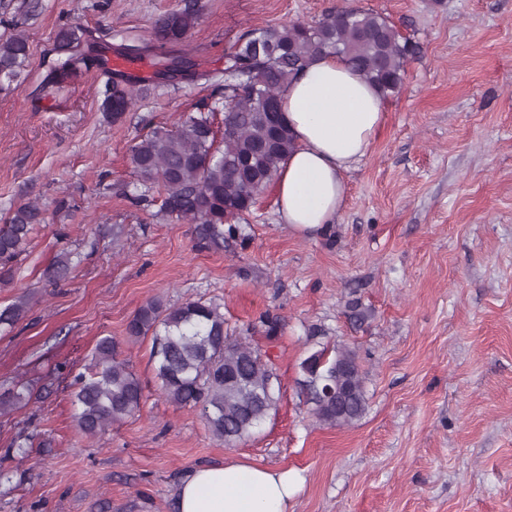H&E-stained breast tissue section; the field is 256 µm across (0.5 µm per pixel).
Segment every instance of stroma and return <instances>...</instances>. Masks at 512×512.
Here are the masks:
<instances>
[{
  "mask_svg": "<svg viewBox=\"0 0 512 512\" xmlns=\"http://www.w3.org/2000/svg\"><path fill=\"white\" fill-rule=\"evenodd\" d=\"M188 5L200 70L223 68L247 30L342 5L419 42L325 234L290 232L271 191L225 225L219 250L159 202L133 203L130 146L212 96L204 81L149 88L117 122L95 67L40 91L62 27L116 48L153 40ZM12 35L30 56L0 84V218L34 203L45 222L0 287V305L28 302L0 332V385L23 375L53 391L0 418L12 474L0 512H175L180 476L229 457L298 471L288 512H512V0H0V40ZM64 253L69 274L49 279ZM200 296L223 304L226 327L249 332L281 382L275 416L233 447L166 400L149 342L124 341L148 298ZM105 336L124 342L145 404L96 441L78 431L68 385ZM327 342L355 348L366 374L369 407L349 427L319 422L298 385L300 362ZM22 428L36 438L18 460L5 450Z\"/></svg>",
  "mask_w": 512,
  "mask_h": 512,
  "instance_id": "obj_1",
  "label": "stroma"
}]
</instances>
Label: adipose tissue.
<instances>
[{"mask_svg":"<svg viewBox=\"0 0 512 512\" xmlns=\"http://www.w3.org/2000/svg\"><path fill=\"white\" fill-rule=\"evenodd\" d=\"M295 148L276 181L282 224L306 236L324 233L343 205L345 176L370 152L385 121L375 87L332 54L315 57L280 94ZM299 477L228 459L191 470L181 481L177 512H288Z\"/></svg>","mask_w":512,"mask_h":512,"instance_id":"1","label":"adipose tissue"}]
</instances>
